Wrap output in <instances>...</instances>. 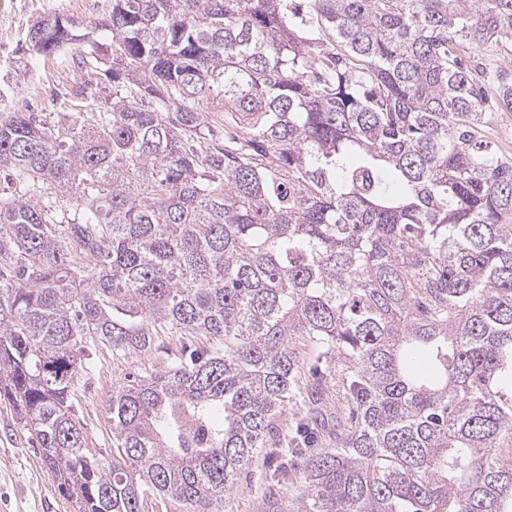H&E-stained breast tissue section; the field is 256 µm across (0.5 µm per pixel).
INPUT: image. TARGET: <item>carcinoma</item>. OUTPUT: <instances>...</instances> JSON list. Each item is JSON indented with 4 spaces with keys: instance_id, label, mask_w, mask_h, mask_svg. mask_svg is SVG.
I'll return each instance as SVG.
<instances>
[{
    "instance_id": "cac0c4a2",
    "label": "carcinoma",
    "mask_w": 512,
    "mask_h": 512,
    "mask_svg": "<svg viewBox=\"0 0 512 512\" xmlns=\"http://www.w3.org/2000/svg\"><path fill=\"white\" fill-rule=\"evenodd\" d=\"M310 8L339 51L299 39L295 0H112V99L0 113V171L32 194L0 201V400L78 512H224L264 448L302 484L273 476L262 512H512V159L484 140L512 69L459 59L512 53V0ZM70 44L99 63L74 22L24 50ZM161 336L204 342L125 374L112 458L86 448L90 348ZM333 378L336 447L288 446L277 419L300 400L298 428L325 423ZM463 58V67L469 70H472L473 73H476L474 71L475 66L480 65V63H486L487 68L495 67L496 65H510L512 62V56L509 55H495L492 53L484 52V51H476V50H467L466 52L462 53ZM481 66V65H480Z\"/></svg>"
}]
</instances>
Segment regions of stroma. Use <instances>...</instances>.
<instances>
[{
    "instance_id": "1",
    "label": "stroma",
    "mask_w": 512,
    "mask_h": 512,
    "mask_svg": "<svg viewBox=\"0 0 512 512\" xmlns=\"http://www.w3.org/2000/svg\"><path fill=\"white\" fill-rule=\"evenodd\" d=\"M112 11V0H0V67L21 68L20 84L6 102L8 112H31L44 121L54 120L64 94L80 81H95L111 88L104 69L82 67L81 49L70 46L51 55L18 59L15 49L25 42L32 24L40 18L63 15L93 28L94 38L111 45L112 35L102 29ZM165 353L129 356L115 362L103 347L93 350L81 376L74 401L76 420L83 426L87 448L99 452L112 447L109 400L112 386L129 372L150 367L163 370ZM276 465L261 453L248 485L231 496L224 512H261V495ZM0 512H77L74 500L63 497L50 472L30 442L16 412L0 400Z\"/></svg>"
}]
</instances>
